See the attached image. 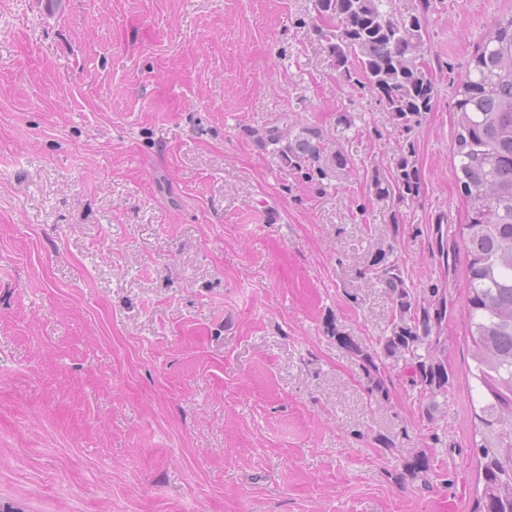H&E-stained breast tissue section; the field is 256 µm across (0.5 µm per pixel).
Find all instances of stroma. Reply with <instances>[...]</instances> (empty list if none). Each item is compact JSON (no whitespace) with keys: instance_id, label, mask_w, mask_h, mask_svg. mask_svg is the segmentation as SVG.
I'll return each instance as SVG.
<instances>
[{"instance_id":"1","label":"stroma","mask_w":512,"mask_h":512,"mask_svg":"<svg viewBox=\"0 0 512 512\" xmlns=\"http://www.w3.org/2000/svg\"><path fill=\"white\" fill-rule=\"evenodd\" d=\"M512 0H434L430 112L399 136L330 64L309 0H0V502L24 512H472L455 90ZM305 178L257 134L336 136ZM413 149L420 193L373 174ZM278 216L266 222V213ZM445 288L452 385L426 418L335 332L392 317L367 267ZM432 489L395 476L420 454Z\"/></svg>"}]
</instances>
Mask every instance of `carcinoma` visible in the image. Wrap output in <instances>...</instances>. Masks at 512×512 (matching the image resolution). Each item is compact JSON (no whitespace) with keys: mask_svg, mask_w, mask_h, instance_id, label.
<instances>
[{"mask_svg":"<svg viewBox=\"0 0 512 512\" xmlns=\"http://www.w3.org/2000/svg\"><path fill=\"white\" fill-rule=\"evenodd\" d=\"M324 24L331 66L345 82L359 84L384 104L394 129L408 134L413 122L433 108L435 84L422 61L426 29L421 15L402 11L396 0H310ZM455 177L466 201L459 242L467 259L466 315L470 375L477 393L470 455L477 463L472 512H512V14L482 35L472 69L456 89ZM258 138L275 146L279 160L298 170L326 175L323 134L274 125ZM380 199L417 193L413 150L399 155L394 175L375 174ZM370 278L392 302L389 334L378 347L350 336L336 341L363 361L369 391L388 396L381 374L387 360L403 363L423 396L447 395L451 386L446 348L432 335L447 316L445 289L418 298L401 267L375 262ZM432 468L422 454L399 474L404 484L429 486Z\"/></svg>","mask_w":512,"mask_h":512,"instance_id":"obj_1","label":"carcinoma"}]
</instances>
